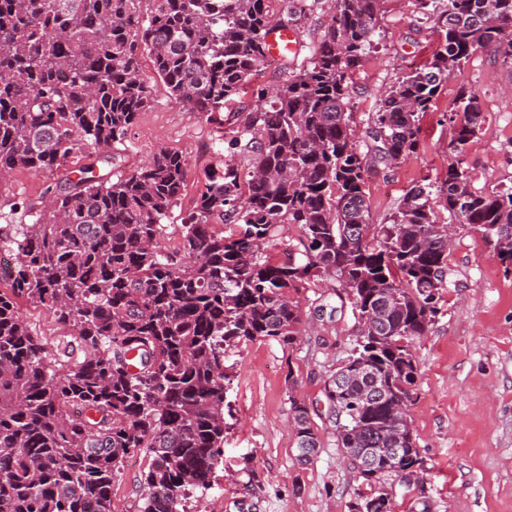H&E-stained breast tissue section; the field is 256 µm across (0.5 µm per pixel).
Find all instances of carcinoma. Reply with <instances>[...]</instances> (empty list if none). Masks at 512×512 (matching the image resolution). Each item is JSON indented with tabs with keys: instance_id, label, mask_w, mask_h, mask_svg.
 <instances>
[{
	"instance_id": "obj_1",
	"label": "carcinoma",
	"mask_w": 512,
	"mask_h": 512,
	"mask_svg": "<svg viewBox=\"0 0 512 512\" xmlns=\"http://www.w3.org/2000/svg\"><path fill=\"white\" fill-rule=\"evenodd\" d=\"M148 2L149 11L142 9ZM285 21L317 0H280ZM380 0H335L309 65L274 89L229 143L231 160L164 250L165 219L185 187L186 159L164 148L117 180L112 164L151 104L139 74L148 55L171 99L211 115L267 58L270 0H0V177L17 168L61 172L29 221L0 213V512H112L126 457L144 449L140 512H179L208 490L224 446V345L293 346L304 325L290 291L333 279L359 335L325 381L336 446L369 488L409 489L423 467L406 404L412 351L448 288V235L433 205L494 242L512 268V187L470 188L463 166L482 130L477 95H458L445 178L411 187L387 224L370 223L366 165L347 112L350 80L379 24ZM437 47L399 78L371 118L381 163L413 154L420 115L448 72L477 47L512 60V0H446ZM87 162L66 171L70 155ZM238 234L224 236V225ZM298 242L271 262L279 226ZM27 303L62 330L52 348L21 312ZM297 458L321 448L306 405L291 396ZM378 448L369 469L359 458Z\"/></svg>"
}]
</instances>
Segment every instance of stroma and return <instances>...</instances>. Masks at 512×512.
<instances>
[{
	"label": "stroma",
	"mask_w": 512,
	"mask_h": 512,
	"mask_svg": "<svg viewBox=\"0 0 512 512\" xmlns=\"http://www.w3.org/2000/svg\"><path fill=\"white\" fill-rule=\"evenodd\" d=\"M333 12L334 0H320L295 27L299 54L261 64L214 120L175 103L150 57H141L152 103L125 143L114 148L112 173H129L162 147L189 156L183 194L166 221V243L177 241L183 218L225 158L240 170L250 168V153L230 151L231 131L253 108L256 90L308 64ZM435 47L436 36L416 0H384L373 45L352 75L348 109L361 152L372 144L367 130L383 92L422 67ZM463 89L477 94L484 114L482 130L464 156L471 189L489 194L512 186V62L478 47L449 72L433 107L422 115L417 152L390 168L372 165V223H386L411 187L444 178L452 109ZM55 179L52 172L16 169L0 181V213L19 203L40 206ZM448 280L434 325L413 347L418 375L409 411L425 469L410 490H398L394 512H512V271H505L481 232L464 226L448 257ZM333 294L312 284L296 293L308 321L292 347L254 341L227 348L223 459L210 489L194 494L187 512H350L366 493L336 446L324 396L325 380L357 334L350 307L330 318L315 317L318 298ZM293 397L305 403L323 442L306 465L296 459ZM147 462L142 450L127 456L113 484L112 512H139Z\"/></svg>",
	"instance_id": "stroma-1"
}]
</instances>
